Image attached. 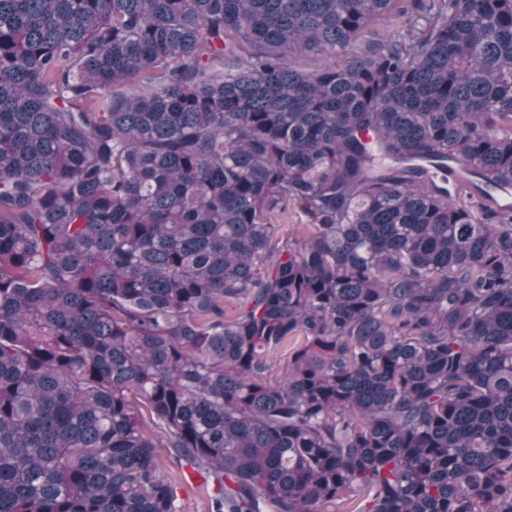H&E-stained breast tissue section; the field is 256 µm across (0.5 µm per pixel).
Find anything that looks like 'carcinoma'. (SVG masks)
Returning a JSON list of instances; mask_svg holds the SVG:
<instances>
[{
  "label": "carcinoma",
  "mask_w": 512,
  "mask_h": 512,
  "mask_svg": "<svg viewBox=\"0 0 512 512\" xmlns=\"http://www.w3.org/2000/svg\"><path fill=\"white\" fill-rule=\"evenodd\" d=\"M501 192L512 0H0V512H512ZM159 455L161 475L176 485L185 512H209L211 487L203 484L201 479L195 484L193 476L199 478L172 448H160Z\"/></svg>",
  "instance_id": "obj_1"
}]
</instances>
